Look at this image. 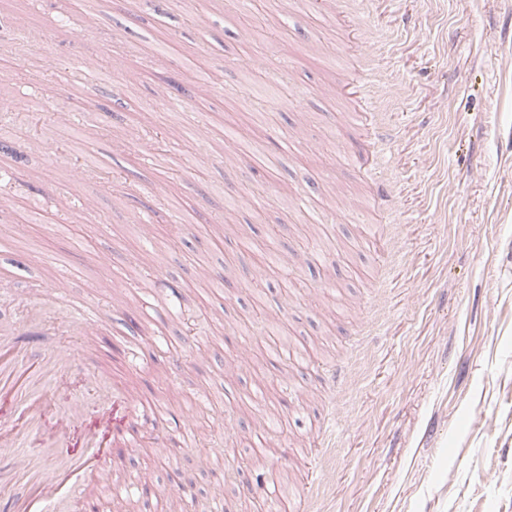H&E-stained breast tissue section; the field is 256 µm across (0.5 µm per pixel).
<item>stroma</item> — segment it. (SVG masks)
I'll use <instances>...</instances> for the list:
<instances>
[{"mask_svg":"<svg viewBox=\"0 0 512 512\" xmlns=\"http://www.w3.org/2000/svg\"><path fill=\"white\" fill-rule=\"evenodd\" d=\"M195 10L129 0L127 11L88 17L82 0H0V59L22 58L36 75L28 111L85 115L77 146L99 171L71 183L64 157L0 124L5 163L28 185L0 208V278L13 290L0 297V341L39 312L23 364L36 372L68 350L97 375L46 382L49 425L80 406L76 455L112 387L174 415L196 408V445L178 461L192 493L180 512H208L203 461L216 441L229 448L218 459L226 512H267L269 468L288 482L278 512L300 502L308 512H512V0H372L365 11L359 0H330L321 13L286 0L248 33L233 0H214L203 25L190 22ZM162 38L170 48L160 62ZM367 40L370 57L360 51ZM248 49L265 71H245ZM189 56L211 75L198 103ZM117 57L146 75L127 110L61 87L76 63ZM48 67L56 80L39 79ZM172 79L189 104L177 117L205 118L215 137L169 145L180 173L170 186L140 161L148 143L138 131L171 125ZM367 96L377 114L362 111ZM375 119L391 131L380 153L366 134ZM228 128L274 157L275 173L226 161ZM113 171L121 183L107 180ZM172 193L197 224L176 250ZM141 210L155 225L149 241L136 226ZM271 246L289 268L255 287L252 269ZM315 250L322 262H308ZM106 253L108 278L98 266ZM197 257L221 273V287H200ZM149 271L181 284L180 309L165 315L145 302ZM85 302L99 319L79 336L70 313ZM185 309L198 313V335H186ZM259 310L288 336L293 388L278 384L284 363L263 355L225 373L233 336ZM149 339L147 364L132 361ZM258 385L260 405L244 403ZM259 411L285 421L262 467L251 433L227 424ZM164 441V431H145L114 475L164 484Z\"/></svg>","mask_w":512,"mask_h":512,"instance_id":"1","label":"stroma"}]
</instances>
